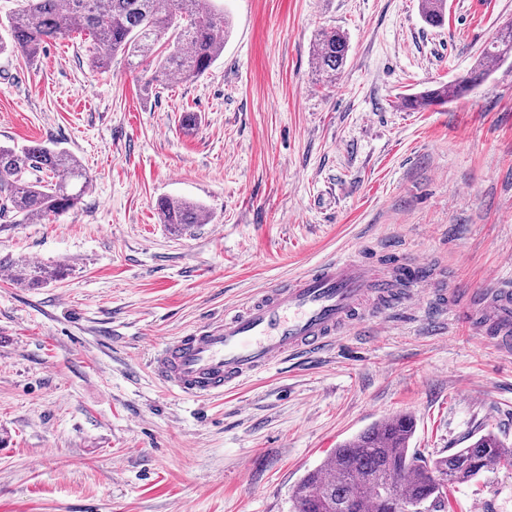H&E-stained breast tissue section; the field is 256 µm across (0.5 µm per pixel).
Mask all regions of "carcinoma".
<instances>
[{"mask_svg": "<svg viewBox=\"0 0 512 512\" xmlns=\"http://www.w3.org/2000/svg\"><path fill=\"white\" fill-rule=\"evenodd\" d=\"M422 16L432 26L445 21L446 0H422ZM12 47L35 59L49 40L74 33L88 36L95 50L91 65L108 67L122 54L130 66L153 57L156 72L182 82L203 75L224 52L229 19L209 0H19L10 17ZM348 44L335 29H324L315 43V72L333 82L346 63ZM512 57V23L488 43L467 76L405 101L410 109L447 103L480 85L488 63ZM88 177L73 154L35 144L17 150L0 146V218L44 221L78 208ZM160 221L170 227L201 224L203 208L175 197L158 204ZM0 269L22 288H42L70 274L65 264H35L0 256ZM415 422L398 414L340 444L300 481L293 512H395L393 498L445 508L448 487L470 482L490 469L512 467V444L488 431L470 437L464 448L434 460L410 448Z\"/></svg>", "mask_w": 512, "mask_h": 512, "instance_id": "obj_1", "label": "carcinoma"}]
</instances>
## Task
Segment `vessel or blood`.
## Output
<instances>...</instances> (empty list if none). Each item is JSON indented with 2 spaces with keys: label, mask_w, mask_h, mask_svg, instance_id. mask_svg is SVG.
<instances>
[{
  "label": "vessel or blood",
  "mask_w": 512,
  "mask_h": 512,
  "mask_svg": "<svg viewBox=\"0 0 512 512\" xmlns=\"http://www.w3.org/2000/svg\"><path fill=\"white\" fill-rule=\"evenodd\" d=\"M431 276L426 261L389 267L352 257L320 262L266 288L224 316L162 340L150 360L155 378L171 391L207 400L239 386L291 356L317 354L365 314L389 316L418 305ZM439 310L512 351V278L490 276L463 295L440 293Z\"/></svg>",
  "instance_id": "vessel-or-blood-1"
}]
</instances>
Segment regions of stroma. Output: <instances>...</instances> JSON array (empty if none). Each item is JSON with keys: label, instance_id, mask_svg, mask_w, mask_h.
I'll return each mask as SVG.
<instances>
[{"label": "stroma", "instance_id": "35a3bbf8", "mask_svg": "<svg viewBox=\"0 0 512 512\" xmlns=\"http://www.w3.org/2000/svg\"><path fill=\"white\" fill-rule=\"evenodd\" d=\"M223 2L224 52L187 83L120 55L92 69L81 35L0 53V144L68 150L89 177L77 209L0 230L1 254L72 267L37 289L0 272V512H292L309 470L399 413L429 458L512 441V355L432 312L512 274V58L448 104H402L464 75L512 0H448L439 27L421 0ZM330 28L349 53L323 84ZM166 197L206 223L170 231ZM347 255L427 261L420 306L209 400L152 375L164 337ZM451 500L512 512V470ZM348 44L336 29H323L315 43V72L320 80L333 82L346 63Z\"/></svg>", "mask_w": 512, "mask_h": 512}]
</instances>
